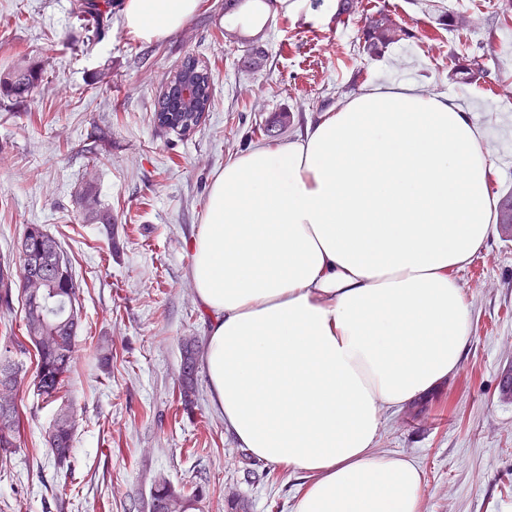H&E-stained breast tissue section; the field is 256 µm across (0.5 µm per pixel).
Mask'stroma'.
Returning a JSON list of instances; mask_svg holds the SVG:
<instances>
[{
    "label": "stroma",
    "mask_w": 512,
    "mask_h": 512,
    "mask_svg": "<svg viewBox=\"0 0 512 512\" xmlns=\"http://www.w3.org/2000/svg\"><path fill=\"white\" fill-rule=\"evenodd\" d=\"M429 2L362 0L363 12L385 7L413 33L374 61L358 52L359 18L338 24L306 6L273 15L261 39L268 61L253 70L242 45L224 36L243 23L225 15L224 0H202L184 28L153 43L125 29L122 0H112L101 38L74 19L73 0H0V77L22 62L43 72L31 97L0 96V257L14 252L25 225H43L84 288V326L59 403H43L24 384L15 393L24 444L13 477L0 474V512H148L160 477L177 488L201 484L204 512H295L303 476L274 465L276 481L248 477L205 374L193 412L182 409L181 344L207 332L191 243L227 162L263 142L262 128L280 111L291 122L278 141L297 138L321 101L353 82L418 81L471 101L493 131L500 173L491 190L512 188V99L498 93L499 83H512V24L460 37L440 28ZM490 36L499 47L494 81L449 80L452 55L481 56ZM188 56L212 71V107L187 133L159 131L155 100ZM87 183L112 211L117 250L77 205ZM457 277L473 323L461 366L414 402L385 410L375 448L418 463L421 512H512V397L501 391L512 373V239L495 229ZM98 337L112 345L106 371L90 352ZM61 403L77 415L75 480L65 488L43 443Z\"/></svg>",
    "instance_id": "obj_1"
}]
</instances>
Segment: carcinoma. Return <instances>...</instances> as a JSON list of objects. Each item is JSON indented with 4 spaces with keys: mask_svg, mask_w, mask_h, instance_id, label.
I'll use <instances>...</instances> for the list:
<instances>
[{
    "mask_svg": "<svg viewBox=\"0 0 512 512\" xmlns=\"http://www.w3.org/2000/svg\"><path fill=\"white\" fill-rule=\"evenodd\" d=\"M110 0H77L76 17L91 24L95 35L105 30ZM359 13V0H337L332 19L341 23ZM439 25L460 34L468 32L475 20L468 13L440 11ZM229 41L246 46L245 62L254 70L263 67L266 54L257 38H245L237 32H227ZM411 37L409 30L384 7L365 15L360 29L362 53L370 59L377 58L391 44ZM497 55L494 37L482 43L483 61L465 56L454 57L448 73L451 81L460 83L484 82L490 75L485 62ZM39 81L31 68H19L0 80V93L24 96L33 91ZM190 81L197 87V97L191 102L182 95V84ZM212 93L211 72L199 65L196 59H184L167 77L164 92L156 101L153 121L164 131L188 132L198 126L205 113L210 111ZM78 205L85 215L98 224L106 225L112 233V213L101 207L94 186L81 189ZM500 224L512 234V193L503 197L500 205ZM21 241L24 250L18 252L20 279L14 280L10 262L0 263V306L11 308L13 289L24 310V336L9 333L0 338V464L8 461L21 447V414L13 394L22 382L20 369L13 359L17 351L32 346L35 349V368L30 386L44 402L53 403L71 372L75 352V339L81 325V285L73 272L67 253L40 224H28ZM200 346L190 336L182 345L180 364V399L183 410L191 409L195 396ZM76 414L69 407L58 409L53 423L45 435V446L56 473H71L76 459ZM205 498L203 487L175 488L161 478L155 484L148 503L149 512H202Z\"/></svg>",
    "mask_w": 512,
    "mask_h": 512,
    "instance_id": "cac0c4a2",
    "label": "carcinoma"
}]
</instances>
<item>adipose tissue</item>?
<instances>
[{"instance_id":"ef3b65f1","label":"adipose tissue","mask_w":512,"mask_h":512,"mask_svg":"<svg viewBox=\"0 0 512 512\" xmlns=\"http://www.w3.org/2000/svg\"><path fill=\"white\" fill-rule=\"evenodd\" d=\"M200 5L125 0L123 22L159 41ZM498 173L462 102L414 82L371 86L213 179L190 268L208 390L252 458L311 475L295 512H421V469L376 435L384 409L460 367L455 273L494 231Z\"/></svg>"}]
</instances>
